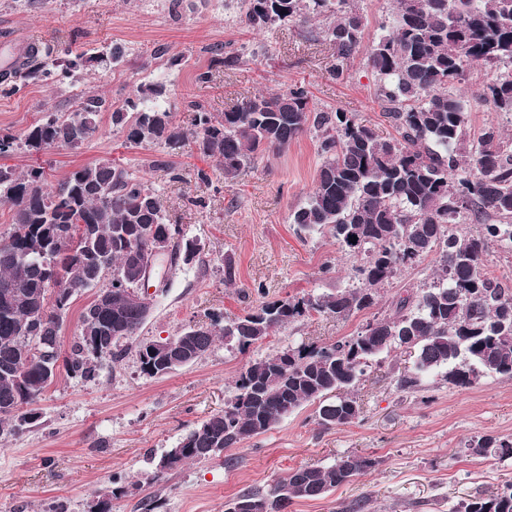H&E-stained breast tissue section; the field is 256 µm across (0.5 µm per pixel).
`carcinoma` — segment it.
<instances>
[{"mask_svg":"<svg viewBox=\"0 0 512 512\" xmlns=\"http://www.w3.org/2000/svg\"><path fill=\"white\" fill-rule=\"evenodd\" d=\"M252 29L299 24L308 38L333 49L331 78L346 77L358 51L364 21L349 0H236ZM334 17L311 27L321 17ZM40 52L0 69V92L14 89L12 75L68 78L84 66L78 54L47 68ZM367 62L378 77L376 93L396 135L381 137L357 116L310 106V92L293 84L259 93L234 109L214 113L196 101L194 130L186 134L170 111L166 83L157 81L112 112L131 146L172 150L188 139L217 161L224 179L257 157L288 147L315 132L322 162L308 202L292 213L297 234L328 233L360 258L357 285L329 294L262 301L241 315L212 319L160 340L185 364L203 358L216 337L245 352L272 331L313 315L347 319L374 305L377 290L404 269L433 254L437 281L399 296L391 313L366 323L354 336L318 345L287 347L240 369L224 410L180 439L181 456L162 469L206 462L264 434L307 403L319 404L323 426L359 419L354 389L372 361L392 348L418 351L412 376L400 389L417 391L420 376L441 373L466 387L484 375L512 376V288L484 272L489 244H512V138L494 123L476 136L468 131L465 100L456 90L474 67L492 73L482 99L512 114V0H396L389 26L373 42ZM106 110L89 96L72 112H49L20 135L0 134V158L29 151L80 148L99 133ZM0 198L9 204L12 231L0 240V439L33 426V409L54 383L53 365L66 374L95 377L101 362L135 352L149 377L169 374L153 343L140 340L146 319L137 292L140 258L160 238L180 251L202 246L185 238L164 214L157 189L110 158L48 181L45 170L18 173L0 164ZM475 224L474 233L452 230ZM357 240H351V237ZM96 288L82 309L77 337L67 355L54 347L74 297ZM470 454L504 460L512 443L472 439ZM370 456L346 455L330 466H302L263 490L241 492L224 512L258 502L265 512H286L298 499H318L376 468ZM454 512H512V481L458 503Z\"/></svg>","mask_w":512,"mask_h":512,"instance_id":"1","label":"carcinoma"}]
</instances>
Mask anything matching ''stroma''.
<instances>
[{
	"label": "stroma",
	"mask_w": 512,
	"mask_h": 512,
	"mask_svg": "<svg viewBox=\"0 0 512 512\" xmlns=\"http://www.w3.org/2000/svg\"><path fill=\"white\" fill-rule=\"evenodd\" d=\"M353 5L365 31L346 79L338 82L328 74L333 51L327 42L306 40L290 23L253 31L239 22L235 0H0V34L41 43L55 58L71 52L90 57L76 76L61 81L18 77L15 93L0 94V133L21 132L49 112L72 111L88 95L105 98L107 105L99 134L80 149L19 153L9 165L24 170L38 164L57 181L79 166L115 159L156 188L170 223L182 225L203 246L201 262L177 264L167 288L151 294L145 340L177 335L210 314H240L265 299L349 287L356 260L328 234L302 240L293 232L291 215L306 203L321 163L312 134L265 154L228 181L194 145L175 151L125 146L112 110L140 86L163 81L175 122L188 132L190 101L224 112L254 94L302 83L315 108L357 113L381 136H393L367 53L395 3ZM115 44L128 50L125 64L106 68L95 62V55ZM215 45L238 55L237 65L214 63ZM202 71L211 74L204 84L196 79ZM488 79L477 68L460 87L470 130L492 122L512 135V118L493 112L481 98ZM200 168L210 174V185L198 182ZM228 263L235 273L230 284L224 280ZM437 276L434 257H427L382 288L374 306L347 320H301L243 353L219 340L203 359L163 378L142 374L132 353L117 363L103 361L91 380L59 375L37 406L39 425L0 443V512H47L52 506L87 512L102 497L110 499L112 512H143L140 503L147 498L158 501L157 512H224L225 501L242 491L351 454L374 456L379 464L323 498L295 501L288 512H343L363 495L373 512H452L460 500L512 480V459L484 460L465 447L477 436L512 440V377L487 376L461 389L430 375L418 391L404 392L397 381L416 359L406 348L382 355L361 382V416L354 423L324 428L317 404L308 403L227 456L158 468L192 426L223 410L246 363L288 346L354 335L389 313L404 289Z\"/></svg>",
	"instance_id": "obj_1"
}]
</instances>
